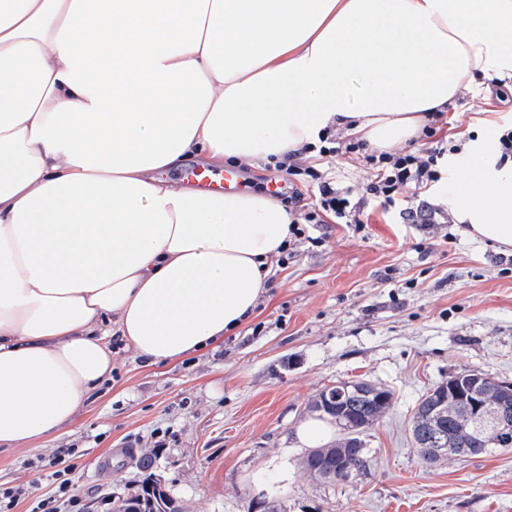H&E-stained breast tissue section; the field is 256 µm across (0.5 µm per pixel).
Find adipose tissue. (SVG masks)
Instances as JSON below:
<instances>
[{
	"mask_svg": "<svg viewBox=\"0 0 512 512\" xmlns=\"http://www.w3.org/2000/svg\"><path fill=\"white\" fill-rule=\"evenodd\" d=\"M512 80V0H0V447L47 445L112 377L241 326L295 216L162 171L287 160L346 128L419 138ZM449 161L454 215L512 247V160Z\"/></svg>",
	"mask_w": 512,
	"mask_h": 512,
	"instance_id": "adipose-tissue-1",
	"label": "adipose tissue"
}]
</instances>
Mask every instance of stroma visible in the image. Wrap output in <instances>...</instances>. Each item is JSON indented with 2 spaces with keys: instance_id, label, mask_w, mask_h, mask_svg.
<instances>
[{
  "instance_id": "stroma-1",
  "label": "stroma",
  "mask_w": 512,
  "mask_h": 512,
  "mask_svg": "<svg viewBox=\"0 0 512 512\" xmlns=\"http://www.w3.org/2000/svg\"><path fill=\"white\" fill-rule=\"evenodd\" d=\"M512 84L464 88L432 122L436 136L483 134ZM435 138H421L433 146ZM317 164L360 200V223L307 224L274 267L267 298L212 347L147 365L112 344V379L45 447L0 449V493L23 489L11 512H33L65 467L73 512H112L140 490L139 451L154 452L188 512H264L261 476L288 467L279 512H512V451L422 462L410 434L418 398L464 368L512 382V249L472 238L437 189L382 207L366 193L363 156ZM439 212L425 224L421 213ZM393 394L366 431V469L349 483L302 476L295 432L307 402L336 382Z\"/></svg>"
}]
</instances>
